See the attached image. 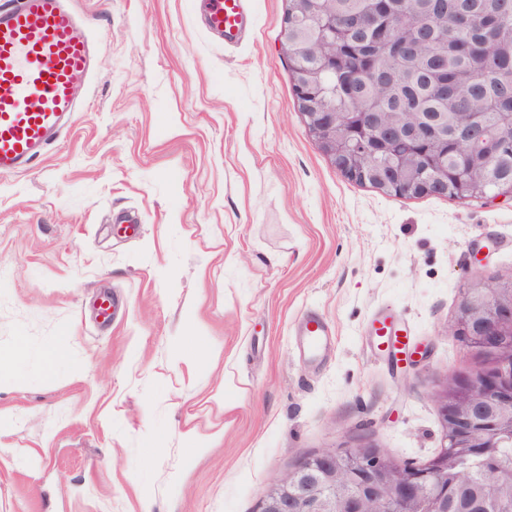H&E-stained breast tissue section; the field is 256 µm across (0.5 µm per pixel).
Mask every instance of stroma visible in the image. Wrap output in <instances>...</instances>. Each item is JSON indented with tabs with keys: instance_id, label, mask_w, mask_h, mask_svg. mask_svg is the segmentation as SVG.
Instances as JSON below:
<instances>
[{
	"instance_id": "obj_1",
	"label": "stroma",
	"mask_w": 512,
	"mask_h": 512,
	"mask_svg": "<svg viewBox=\"0 0 512 512\" xmlns=\"http://www.w3.org/2000/svg\"><path fill=\"white\" fill-rule=\"evenodd\" d=\"M75 6L96 49L79 110L0 174V512H259L325 448L433 457L436 386L493 367L449 328L473 282L512 272V196L343 177L294 102L285 0H249L232 44L192 0ZM311 312L320 360L296 349ZM379 315L406 359L371 350ZM297 336L300 356L307 360H316L327 350L331 331L320 316L309 314L300 322Z\"/></svg>"
}]
</instances>
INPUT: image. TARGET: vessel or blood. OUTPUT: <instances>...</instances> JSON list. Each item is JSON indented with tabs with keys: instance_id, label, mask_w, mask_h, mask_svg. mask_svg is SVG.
<instances>
[{
	"instance_id": "vessel-or-blood-1",
	"label": "vessel or blood",
	"mask_w": 512,
	"mask_h": 512,
	"mask_svg": "<svg viewBox=\"0 0 512 512\" xmlns=\"http://www.w3.org/2000/svg\"><path fill=\"white\" fill-rule=\"evenodd\" d=\"M246 17V0H204L207 31L225 41L240 37ZM78 23L68 0H17L0 10V174L31 168L76 112L74 90L93 66V44ZM330 334L320 316L304 317L300 356L321 358Z\"/></svg>"
}]
</instances>
